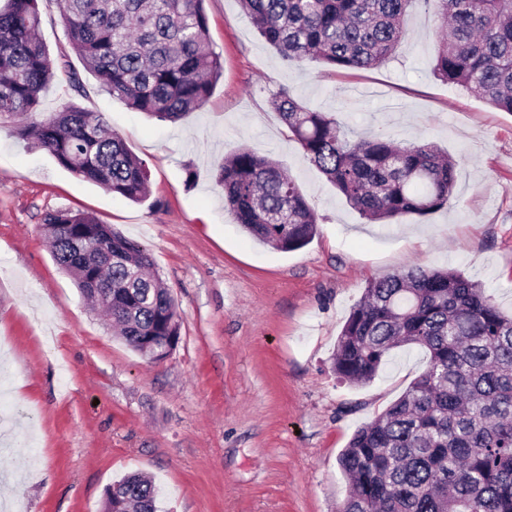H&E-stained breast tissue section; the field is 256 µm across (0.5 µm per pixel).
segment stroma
I'll return each mask as SVG.
<instances>
[{
    "instance_id": "stroma-1",
    "label": "stroma",
    "mask_w": 512,
    "mask_h": 512,
    "mask_svg": "<svg viewBox=\"0 0 512 512\" xmlns=\"http://www.w3.org/2000/svg\"><path fill=\"white\" fill-rule=\"evenodd\" d=\"M223 75L177 123L128 108L84 73L61 80L42 112L67 103L106 115L143 160L150 193L134 203L26 149L0 127V338L10 394L0 402V501L9 512H100L113 479L154 478L158 512H338V458L351 436L425 370L424 350H394L368 384L337 378L332 355L369 281L411 266L452 269L512 310V113L433 76L435 22L418 6L393 58L367 71L289 64L256 34L238 0H205ZM460 161L454 198L433 214L367 223L272 107L279 88ZM249 147L281 162L319 215L316 235L284 252L247 235L216 182ZM91 213L150 253L182 317L151 363L112 334L54 262L47 213Z\"/></svg>"
}]
</instances>
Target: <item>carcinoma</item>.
Wrapping results in <instances>:
<instances>
[{
    "mask_svg": "<svg viewBox=\"0 0 512 512\" xmlns=\"http://www.w3.org/2000/svg\"><path fill=\"white\" fill-rule=\"evenodd\" d=\"M42 0L0 5V122L64 169L132 202L148 196L145 163L104 114L74 103L39 112L46 86L64 79L85 93L75 54L101 91L159 121L204 106L222 74L210 49L204 0H57L68 45L51 57L39 37ZM257 34L288 62L331 71L370 70L404 38L401 22L432 10L435 76L512 112V0H240ZM275 111L303 155L369 222L424 216L447 206L458 163L425 141L378 129L352 131L281 88ZM216 180L224 207L250 236L294 251L318 216L282 165L245 147ZM56 264L144 355L175 348L181 317L148 251L84 211L47 214ZM418 347L426 369L385 411L360 427L339 458L349 483L339 512H512V315L476 282L450 269L410 267L371 281L352 308L333 355L337 377L372 381L391 350ZM159 491L129 474L106 488L103 512H157Z\"/></svg>",
    "mask_w": 512,
    "mask_h": 512,
    "instance_id": "cac0c4a2",
    "label": "carcinoma"
}]
</instances>
